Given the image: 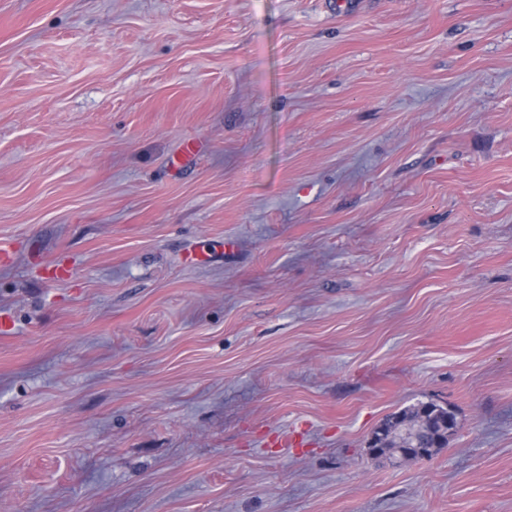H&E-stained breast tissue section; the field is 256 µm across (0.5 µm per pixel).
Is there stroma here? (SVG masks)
Segmentation results:
<instances>
[{"label": "stroma", "instance_id": "35a3bbf8", "mask_svg": "<svg viewBox=\"0 0 512 512\" xmlns=\"http://www.w3.org/2000/svg\"><path fill=\"white\" fill-rule=\"evenodd\" d=\"M0 242V512H512V0H0ZM414 433L415 444L413 446L407 445L405 439L409 433ZM424 431L418 427L414 429H406L403 434L397 438L396 451L390 455L385 448L387 443V436L383 426L378 425L371 433L367 445L370 453L373 456H384L385 462L392 466H399L406 459H415L417 461H427L432 458L435 449L438 446L439 439L433 436L434 440L431 442L428 438L419 439V435Z\"/></svg>", "mask_w": 512, "mask_h": 512}]
</instances>
